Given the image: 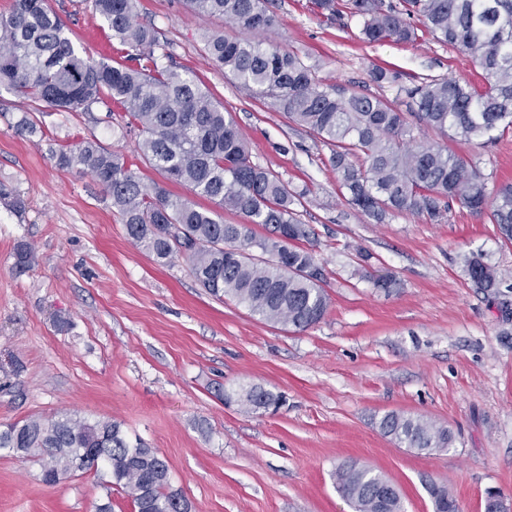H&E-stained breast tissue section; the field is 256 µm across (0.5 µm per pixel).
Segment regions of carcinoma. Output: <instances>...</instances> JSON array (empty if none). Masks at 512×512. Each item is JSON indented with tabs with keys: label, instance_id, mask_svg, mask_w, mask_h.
<instances>
[{
	"label": "carcinoma",
	"instance_id": "cac0c4a2",
	"mask_svg": "<svg viewBox=\"0 0 512 512\" xmlns=\"http://www.w3.org/2000/svg\"><path fill=\"white\" fill-rule=\"evenodd\" d=\"M92 10L128 48L127 62L90 61L74 48L59 15L46 0H13L0 14V89L64 111L111 102L125 126L139 130L137 148L165 180L189 187L192 196L144 183L125 160L92 139L51 150L65 169L90 173L112 198L132 243L166 264L181 256L200 287L248 308L261 320L306 330L329 308L325 270L315 261V233L296 205L303 194L251 160L232 113L190 72L162 62L152 27L137 22V0H89ZM204 17H223L259 32L275 27L271 0H187ZM367 43L413 42L415 18L433 37L469 55L485 73L478 90L456 78L402 88L409 112L394 101L347 92L328 84L298 54L258 38L204 37L208 59L252 96L267 100L295 124L330 147L329 166L348 204L381 223L396 213L444 219L449 203L491 211L502 239L512 242V184L487 190V177L472 159L415 135L420 125L464 141H492L512 129V0H347ZM213 204L208 208L198 199ZM241 218L224 223L222 211ZM268 229L259 236L256 227ZM34 251L14 250V269L26 270ZM474 285L492 292L498 269L479 255L466 261ZM240 405L260 409L279 397L258 384L236 392ZM380 430L408 448H448V429L389 412ZM0 450L40 468L41 480H63L78 471L103 469L131 498L137 512H177L169 466L152 449L132 442L110 420L89 423L68 413L30 418L0 428ZM338 492L355 512H401L388 480L355 462L336 468ZM435 512H459L444 485H426Z\"/></svg>",
	"mask_w": 512,
	"mask_h": 512
}]
</instances>
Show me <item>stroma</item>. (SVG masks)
Returning <instances> with one entry per match:
<instances>
[{
  "mask_svg": "<svg viewBox=\"0 0 512 512\" xmlns=\"http://www.w3.org/2000/svg\"><path fill=\"white\" fill-rule=\"evenodd\" d=\"M48 2L77 52L100 59L105 25L88 0ZM273 6L278 24L264 40L347 90L401 102L403 87L426 79L484 84L471 57L426 30L410 44L370 45L350 15H323L312 0ZM137 12L173 63L235 114L253 161L302 193L330 306L307 330L273 325L210 296L184 260L159 264L131 244L90 175L50 156L56 143L94 137L145 182H162L111 104L62 112L1 89L0 183L26 209L0 203V426L62 411L118 422L167 461L192 512H353L332 477L348 459L391 481L404 512H433L430 481L447 486L461 512H484L490 489L512 501V243L490 214L455 201L439 222L403 213L374 223L340 195L327 145L207 60L204 34L235 37L237 28L184 0H138ZM376 67L398 71V81L373 82ZM26 118L39 134L19 131ZM421 135L473 159L491 186L512 181V130L488 145L427 127ZM21 242L35 262L19 276ZM474 254L500 271L497 293L468 278ZM375 274L393 275L397 288H375ZM250 384L282 405L249 411L218 395ZM391 411L449 429L452 445L398 444L378 427ZM106 501L135 512L102 472L51 486L37 465L0 451V512H94Z\"/></svg>",
  "mask_w": 512,
  "mask_h": 512,
  "instance_id": "35a3bbf8",
  "label": "stroma"
}]
</instances>
